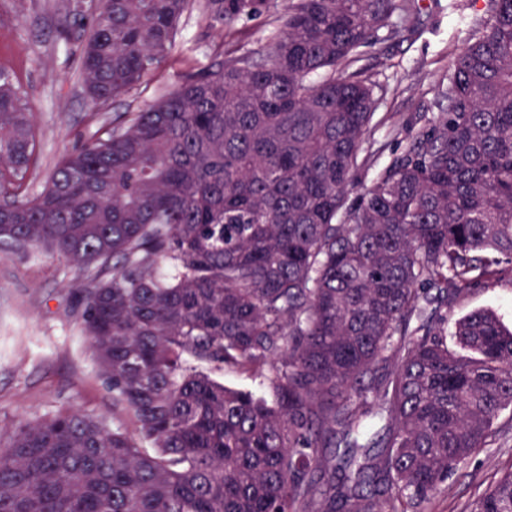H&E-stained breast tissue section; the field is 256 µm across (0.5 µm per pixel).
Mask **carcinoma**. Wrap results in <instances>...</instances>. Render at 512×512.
Returning <instances> with one entry per match:
<instances>
[{
  "label": "carcinoma",
  "mask_w": 512,
  "mask_h": 512,
  "mask_svg": "<svg viewBox=\"0 0 512 512\" xmlns=\"http://www.w3.org/2000/svg\"><path fill=\"white\" fill-rule=\"evenodd\" d=\"M193 1L212 62L39 193L34 112L0 72V240L112 263L82 325L133 422H19L0 512H425L512 429V329L476 311L448 348L466 287L512 275V0H485L368 186L378 99L355 64L414 28L417 0H70L95 105L139 90ZM262 17L261 51L224 52ZM226 366L268 371L274 400L224 386ZM474 512H512V469Z\"/></svg>",
  "instance_id": "obj_1"
}]
</instances>
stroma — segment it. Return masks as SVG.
<instances>
[{"mask_svg": "<svg viewBox=\"0 0 512 512\" xmlns=\"http://www.w3.org/2000/svg\"><path fill=\"white\" fill-rule=\"evenodd\" d=\"M67 0H0V72L28 93L37 115L40 163L28 183L40 191L48 175L97 129L116 125L123 113L144 108L175 89L188 70L209 64L215 40L199 9L186 12L174 46L138 95L94 106L80 80L77 43L62 34ZM417 27L403 41H378L360 65L376 82L378 104L366 143L375 155L363 175L372 183L401 143L402 130L420 114L437 80L465 45L477 13L472 0H420ZM111 268H78L43 247L0 248V442L19 421L35 422L65 409L99 419L106 427L130 426L112 412V392L83 331L81 315L93 279ZM494 309L512 327V279L475 284L452 308L453 317ZM512 467V432L497 437L462 465L436 495L430 512H473L476 499Z\"/></svg>", "mask_w": 512, "mask_h": 512, "instance_id": "obj_1", "label": "stroma"}]
</instances>
